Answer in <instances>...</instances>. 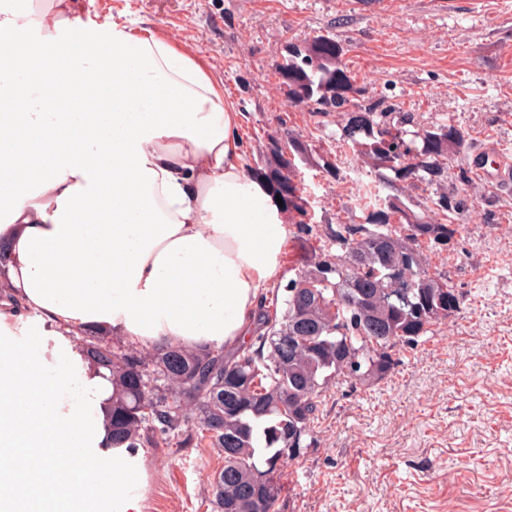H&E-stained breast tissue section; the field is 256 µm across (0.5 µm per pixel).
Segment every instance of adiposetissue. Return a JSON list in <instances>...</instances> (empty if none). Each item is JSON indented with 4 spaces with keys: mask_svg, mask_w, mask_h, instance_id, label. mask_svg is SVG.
<instances>
[{
    "mask_svg": "<svg viewBox=\"0 0 512 512\" xmlns=\"http://www.w3.org/2000/svg\"><path fill=\"white\" fill-rule=\"evenodd\" d=\"M21 133L46 151L0 170V512H141L79 336L243 343L288 226L202 65L71 0L0 8V150Z\"/></svg>",
    "mask_w": 512,
    "mask_h": 512,
    "instance_id": "obj_1",
    "label": "adipose tissue"
}]
</instances>
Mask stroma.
I'll return each mask as SVG.
<instances>
[{
	"label": "stroma",
	"mask_w": 512,
	"mask_h": 512,
	"mask_svg": "<svg viewBox=\"0 0 512 512\" xmlns=\"http://www.w3.org/2000/svg\"><path fill=\"white\" fill-rule=\"evenodd\" d=\"M83 20L153 30L201 59L240 110L246 163L272 162L270 137L290 135L312 152L296 181L318 222L348 220L361 185L423 203L420 184L382 182L376 161L336 144L359 102L387 98L413 113L414 130L445 120L465 138L449 142L456 168L490 142L512 158V8L479 0H78ZM341 47L350 80L344 105L313 115L283 83L289 46L317 36ZM337 161L340 180L322 176ZM470 203L453 246L429 254L462 292L458 314L401 349L393 373L372 387L332 384L318 397L316 447L288 459L278 512H512V189L466 182ZM142 512H211L217 449H139Z\"/></svg>",
	"instance_id": "obj_1"
}]
</instances>
